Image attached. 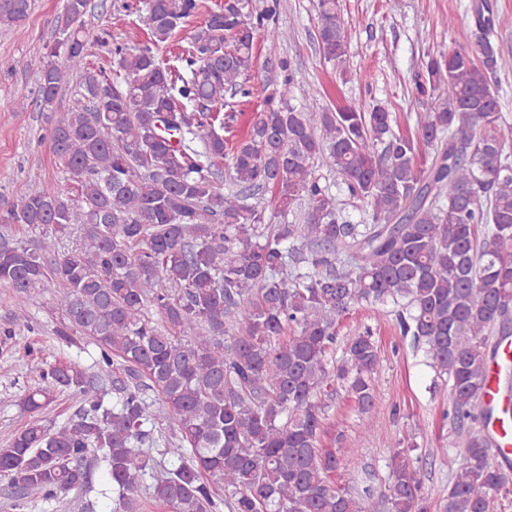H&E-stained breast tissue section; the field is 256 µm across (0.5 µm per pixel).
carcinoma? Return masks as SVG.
Listing matches in <instances>:
<instances>
[{"mask_svg": "<svg viewBox=\"0 0 512 512\" xmlns=\"http://www.w3.org/2000/svg\"><path fill=\"white\" fill-rule=\"evenodd\" d=\"M30 9L31 0H0V26L23 28ZM199 9V0H147L150 43L100 40L120 82L87 61V0H66L62 37L26 62L43 112L79 77L80 98L49 131L79 197L14 186L8 222L41 236L28 247L0 235V286L23 314L56 280L67 320L59 335L90 338L100 373L118 365L125 380L109 403L77 364L34 363L40 382L21 399L25 411L63 389L82 407L54 432L32 421L0 448V473L50 499L90 483L97 451L114 512H139L144 489L169 512H370V490L333 482L357 461L322 448L324 398L340 381L363 413L384 412L370 331L349 341L341 364L331 353L352 306L391 302L401 335L450 383L463 465L438 512H494L512 475L474 424L485 417L489 338L512 336V131L491 83L512 61L491 19L476 14V46L428 57L416 92L431 105L412 132L378 105L298 110L288 78L232 144L224 108L251 95L255 36L275 56L288 31L273 21L277 4L250 11L234 0L194 28L176 64L164 62L160 45ZM316 11L322 56L340 65L338 0H317ZM320 160L365 204L364 223L316 175ZM268 190L277 223L261 205ZM75 229L79 246L59 252ZM163 426L173 437L160 446ZM413 452L390 455L391 512H431ZM156 454L163 473L146 486Z\"/></svg>", "mask_w": 512, "mask_h": 512, "instance_id": "1", "label": "carcinoma"}]
</instances>
